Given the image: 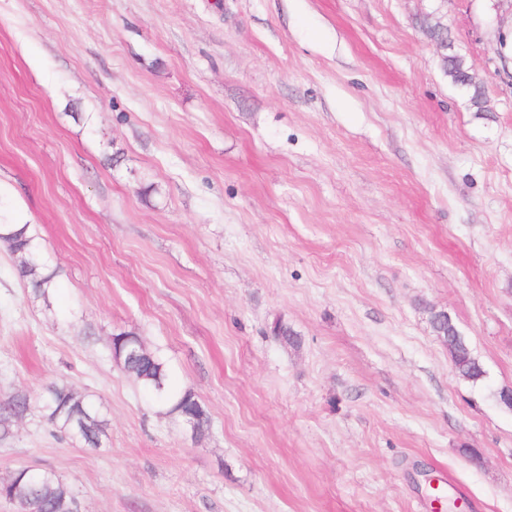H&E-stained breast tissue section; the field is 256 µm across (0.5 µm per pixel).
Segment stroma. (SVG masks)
Here are the masks:
<instances>
[{
	"instance_id": "obj_1",
	"label": "stroma",
	"mask_w": 512,
	"mask_h": 512,
	"mask_svg": "<svg viewBox=\"0 0 512 512\" xmlns=\"http://www.w3.org/2000/svg\"><path fill=\"white\" fill-rule=\"evenodd\" d=\"M0 206L56 272L33 297L0 249V403L30 400L0 479L54 472L82 512H433L439 485L512 512V0H0ZM52 382L99 447L49 421ZM443 63L445 72L452 79V82L467 91L470 104L476 109L475 112H484V89L475 80V76L465 67L463 60L457 55H446ZM114 341L117 349L121 350L124 373L137 388L150 395L156 403L168 406V413H177L185 421L200 413L202 426L208 422L192 391H178L170 386L168 367L159 355L153 353L151 358H145L133 353L142 342L139 337L116 336ZM450 353L454 369L460 377L473 384L481 383L485 379L486 371L480 361L472 354L466 341L465 345L450 350ZM44 407L49 412V420L60 431L78 435L89 446L100 444L104 420L85 396L52 383L45 389Z\"/></svg>"
}]
</instances>
